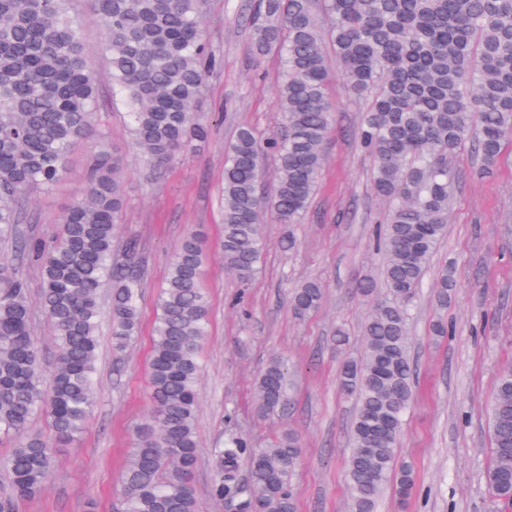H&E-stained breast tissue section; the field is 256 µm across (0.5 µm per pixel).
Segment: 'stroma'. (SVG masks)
Wrapping results in <instances>:
<instances>
[{"label":"stroma","instance_id":"1","mask_svg":"<svg viewBox=\"0 0 512 512\" xmlns=\"http://www.w3.org/2000/svg\"><path fill=\"white\" fill-rule=\"evenodd\" d=\"M257 0H207L205 34L222 64L206 80L196 111L212 128L209 143L153 169L129 144L125 110L112 92L106 69V32L90 0H74L87 51L102 76L97 122L107 148L123 161L125 204L116 245L136 239L142 277L140 330L123 351L112 348L109 327L100 330L96 404L83 435L59 449L60 473L19 512H112L133 427L148 410V360L157 299L171 255L185 233L201 229L209 244L220 236L224 145L242 125L262 135L278 131L273 93L278 61L254 66L251 31L243 20ZM334 122L324 145L325 166L311 206L298 224H265L267 249L248 287L211 259L202 285L211 301L210 333L201 346L197 430L201 457L193 476L201 512H239L237 501L210 496L212 448L236 432L262 447L282 430L302 443L293 480L296 512H348L345 463L352 448L354 404L337 389L344 359L362 353V325L373 303L357 294L364 276H379L382 257L369 248L383 202L371 185L373 160L356 132L362 107L350 99L341 73L329 81ZM86 155L77 149L65 180L53 191L34 193L27 205L26 236L54 241L58 218L83 192ZM457 179L451 192L447 233L432 259L449 266L455 296L436 306L432 273L412 300L410 332L417 364L413 402L397 440L402 459L415 470L416 487L406 507L384 497L378 512H498L485 481L492 442L487 409L498 379L512 366V143L498 165L481 173V161L464 149L453 157ZM292 248H285L286 239ZM308 279L325 289L321 308L297 318L289 294ZM452 335L433 336L437 319ZM345 330L337 346V330ZM294 370L288 407L261 418L254 412L253 384L272 359Z\"/></svg>","mask_w":512,"mask_h":512}]
</instances>
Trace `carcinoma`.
<instances>
[{
  "label": "carcinoma",
  "instance_id": "cac0c4a2",
  "mask_svg": "<svg viewBox=\"0 0 512 512\" xmlns=\"http://www.w3.org/2000/svg\"><path fill=\"white\" fill-rule=\"evenodd\" d=\"M73 0H0V435L15 443L0 460L7 484L0 512L41 495L56 477L57 449L84 432L95 404L102 306L111 283L112 346L120 351L139 331L140 273L136 240L123 257L114 231L124 206L121 160L96 128L99 78L85 52ZM107 34L112 84L130 122L132 147L155 167L203 148L210 127L193 112L205 77L220 64L204 36V0H91ZM252 60L276 52L280 133L261 139L241 126L224 147L218 251L224 269L251 281L266 250L263 223L298 224L325 163L334 116L327 96L332 70L349 95L367 100L361 147L373 158L372 189L386 204L374 247L384 260L385 296L359 281L374 301L363 327L364 350L339 371L341 394L356 405L353 448L346 465L349 512H376L385 491L405 500L413 466L398 459L397 438L413 400L412 300L447 224L451 157L471 142L484 170L499 161L512 135V0H259L246 17ZM95 140L83 194L61 215L47 245L18 231L24 206L38 189L63 178L71 153ZM272 158L276 180L265 196L261 175ZM210 253L204 235L187 232L174 252L158 298L148 364L149 412L120 479L118 512H200L192 474L200 455L197 432L199 353L211 303L202 287ZM40 277V312L54 336L57 361L43 382L32 331L35 306L13 261ZM455 294L452 271L436 275V305ZM323 285L306 280L290 306L299 318L317 311ZM288 369L271 360L255 382L257 411L274 414L288 401ZM44 412L51 434L29 430ZM493 458L488 489L512 506V370L499 378L489 408ZM301 458L299 435L282 432L268 448L231 434L211 449V497L244 493L242 512H296L292 481ZM250 465L240 488L241 462Z\"/></svg>",
  "mask_w": 512,
  "mask_h": 512
}]
</instances>
